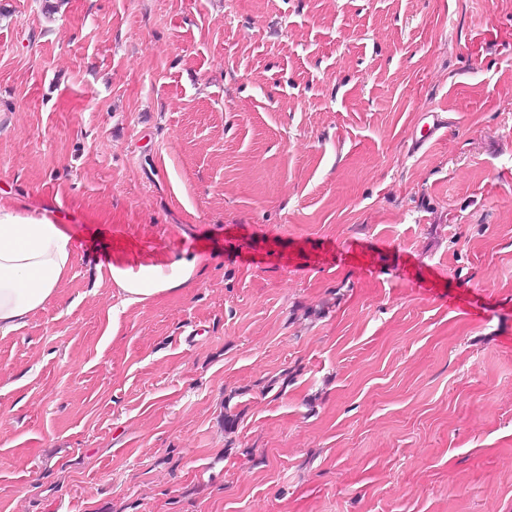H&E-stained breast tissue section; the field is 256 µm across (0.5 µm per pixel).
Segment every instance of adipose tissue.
Here are the masks:
<instances>
[{"label":"adipose tissue","mask_w":512,"mask_h":512,"mask_svg":"<svg viewBox=\"0 0 512 512\" xmlns=\"http://www.w3.org/2000/svg\"><path fill=\"white\" fill-rule=\"evenodd\" d=\"M76 257L72 238L43 214L0 205V335L6 336L55 299ZM193 266H109L124 303L140 304L186 284Z\"/></svg>","instance_id":"adipose-tissue-1"}]
</instances>
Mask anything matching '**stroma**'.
<instances>
[{"instance_id": "stroma-1", "label": "stroma", "mask_w": 512, "mask_h": 512, "mask_svg": "<svg viewBox=\"0 0 512 512\" xmlns=\"http://www.w3.org/2000/svg\"><path fill=\"white\" fill-rule=\"evenodd\" d=\"M0 201V512H512V0H0ZM445 124V120L442 119L440 113L433 111L423 113L420 121L411 131L413 143L422 147L430 142L441 129H444ZM76 257L72 238L44 214L0 205V335L55 299ZM195 266V260L187 266L172 265L169 269L139 265L135 270L133 267H119L111 264L108 267L107 276L111 283L113 280L120 288L124 303L140 304L160 294L180 289L179 287L190 280Z\"/></svg>"}]
</instances>
